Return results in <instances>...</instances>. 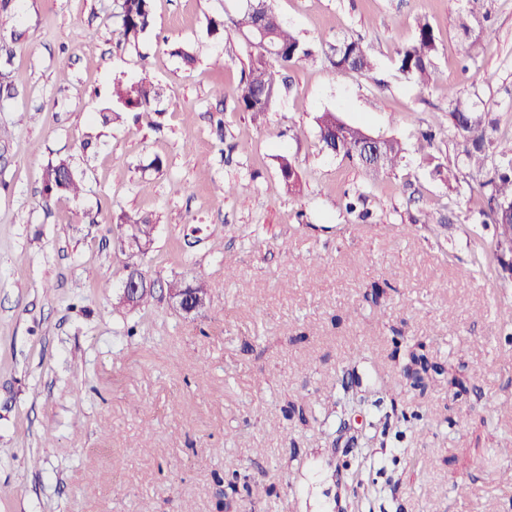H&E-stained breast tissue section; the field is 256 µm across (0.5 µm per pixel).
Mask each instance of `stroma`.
Returning a JSON list of instances; mask_svg holds the SVG:
<instances>
[{
  "instance_id": "35a3bbf8",
  "label": "stroma",
  "mask_w": 512,
  "mask_h": 512,
  "mask_svg": "<svg viewBox=\"0 0 512 512\" xmlns=\"http://www.w3.org/2000/svg\"><path fill=\"white\" fill-rule=\"evenodd\" d=\"M119 3L0 0V512H216L214 476L233 471L277 490L240 512H347L364 459L375 512H512L498 452L512 441V243L482 215L496 161L479 176L462 165L448 102L485 103L490 135L512 137V0H275L316 58L285 71L260 121L238 103L245 49L210 30L235 0H152L135 46ZM421 18L438 45L426 87L395 64ZM347 38L371 73L332 67ZM144 72L152 112L103 123L113 80ZM326 110L396 137L400 166L375 177L324 149ZM60 158L79 196L45 193ZM349 195L363 198L353 213ZM122 214L157 226L152 278L205 275L201 313L118 306ZM136 323L148 336H127ZM417 339L432 363L463 367L467 394L408 387ZM353 355L365 403L345 414ZM309 399L306 422L284 421L286 402Z\"/></svg>"
}]
</instances>
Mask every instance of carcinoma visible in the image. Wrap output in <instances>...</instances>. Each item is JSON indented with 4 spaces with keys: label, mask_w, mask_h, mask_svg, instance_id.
<instances>
[{
    "label": "carcinoma",
    "mask_w": 512,
    "mask_h": 512,
    "mask_svg": "<svg viewBox=\"0 0 512 512\" xmlns=\"http://www.w3.org/2000/svg\"><path fill=\"white\" fill-rule=\"evenodd\" d=\"M151 0H121L119 5L118 32L121 39L137 44L152 25ZM213 33L230 30L234 32L247 48L248 63L243 69L239 89V104L244 111L259 117L270 110L280 90V69L288 66H302L314 60V52L294 34L279 18L271 7L270 0H258L256 6L239 5L232 12H224L221 20L210 24ZM333 66L346 69L360 75L370 73L374 60L368 50L357 40L345 39L331 47ZM437 52L436 36L433 26L426 19L418 21L412 42L396 52V66L400 73L418 85L428 84L434 74V59ZM158 87L147 73H142L138 81L127 83L121 79L113 81L112 108L102 114L105 123L119 122L123 115L130 112H149L159 97ZM448 99L454 103L449 112L455 132L461 136L468 147L464 154L465 165L476 175H481L487 162V150L494 148L503 166L496 177L481 183L490 187L489 210L486 216L490 223L501 229L505 240H512V138L494 139L490 137L485 122L484 111L474 106L463 105L448 91ZM316 124L323 146L333 145L336 154L355 159L352 154L353 143L361 137V128L351 126L342 138L336 135V114L323 112L316 117ZM404 148L400 141L388 138L382 143V162L365 166L372 175L378 176L398 167L403 159ZM281 180L289 192L300 190L295 164L286 156L279 157ZM44 189L49 195L68 194L77 196L81 192L71 163L59 159L47 165L44 171ZM117 243L121 252H126L131 242L153 244L156 225L147 216L138 218L122 217L117 223ZM128 253V252H126ZM147 252H129V262L141 264ZM170 292H185L191 298L210 299L209 284L202 275L191 279H173L166 284ZM425 343L414 341L407 346L406 358L423 367H432V372L441 374L437 366L431 365L424 353ZM217 485L226 489L233 500L243 495H251L254 486L249 482H240L238 476L227 479L219 474L214 476Z\"/></svg>",
    "instance_id": "obj_1"
}]
</instances>
